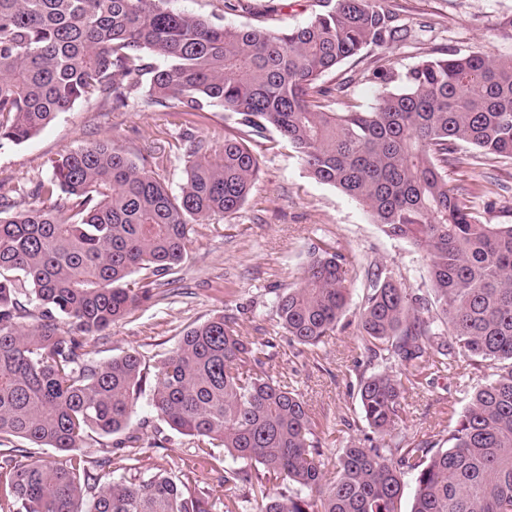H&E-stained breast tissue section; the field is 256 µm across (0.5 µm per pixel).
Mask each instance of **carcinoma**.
Here are the masks:
<instances>
[{
  "label": "carcinoma",
  "instance_id": "carcinoma-1",
  "mask_svg": "<svg viewBox=\"0 0 512 512\" xmlns=\"http://www.w3.org/2000/svg\"><path fill=\"white\" fill-rule=\"evenodd\" d=\"M169 2L0 0V148L27 142L80 101L120 110L133 94L144 108L188 115L220 106L237 129L220 145L182 133L177 194L160 174L163 157L134 159L101 141L51 161L30 191L51 205L21 209L0 195V439L62 453L33 460L10 449L0 512H208L190 487L201 468L217 473L224 512H512V224L483 223L447 174L463 143L481 163L512 159V57L382 64L370 73L374 102L336 112L323 75L406 36L387 0H316L306 24L278 30L220 24ZM270 131L311 178L429 260L431 296L378 267L355 313L360 346L387 364L357 389L381 443L324 455L307 404L277 380L271 341L222 312L184 331L150 398L196 448L181 475L159 468L130 481L124 449L140 441L130 425L146 366L136 352L93 360L96 337L165 285L192 225L238 213ZM350 286L346 256L312 245L300 281L274 299L277 325L292 342L320 346L349 312ZM32 304L39 324L25 329ZM62 320L70 331L60 332ZM459 360L483 382L448 439L394 438L406 419L403 381ZM89 431L120 439L91 461L79 453ZM107 466L102 485L96 470Z\"/></svg>",
  "mask_w": 512,
  "mask_h": 512
}]
</instances>
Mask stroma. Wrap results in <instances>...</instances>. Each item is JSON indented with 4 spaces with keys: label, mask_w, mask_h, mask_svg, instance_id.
<instances>
[{
    "label": "stroma",
    "mask_w": 512,
    "mask_h": 512,
    "mask_svg": "<svg viewBox=\"0 0 512 512\" xmlns=\"http://www.w3.org/2000/svg\"><path fill=\"white\" fill-rule=\"evenodd\" d=\"M245 2L244 12L228 10L224 0H171L170 6L228 25L263 28L299 26L315 11L313 0ZM389 5L409 37L386 50L365 49L324 76V83L336 89V111L373 102L377 89L369 74L381 64L403 69L447 51L512 56V35L503 28L512 20V0H389ZM191 123L198 134L210 137L233 129L228 112L220 107L192 120L137 103L116 111L94 100L77 103L31 140L0 149V192L30 189L49 176V159L65 151L108 140L134 156L151 154ZM473 153L469 146L459 148V163L448 168L449 187L483 223L512 224V160L478 164ZM319 241L336 246L350 262L351 308L361 303L366 271L377 266L406 287L429 286L424 254L387 237L358 202L309 177L290 150H264L251 194L236 217L197 225L172 284L158 288L150 301L113 324L101 341L98 360L134 350L149 368H156L188 327L222 311L233 313L246 333H272L278 378L308 405L326 455L363 441L367 428L359 414L357 376L382 365L368 360L355 326L337 329L317 348L289 342L275 331L272 301L297 282L310 245ZM477 383V375L462 363L426 384L406 385L407 417L398 436L447 433L449 411H462ZM144 441L136 451L142 477L158 468L179 470L193 446L190 437L166 426L147 428Z\"/></svg>",
    "instance_id": "stroma-1"
}]
</instances>
